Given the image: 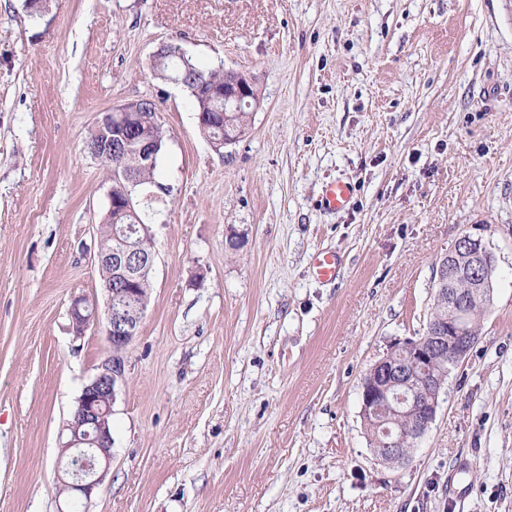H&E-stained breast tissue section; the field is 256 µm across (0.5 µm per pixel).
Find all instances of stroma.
<instances>
[{
    "label": "stroma",
    "mask_w": 512,
    "mask_h": 512,
    "mask_svg": "<svg viewBox=\"0 0 512 512\" xmlns=\"http://www.w3.org/2000/svg\"><path fill=\"white\" fill-rule=\"evenodd\" d=\"M165 44L253 78L239 142L214 149L154 74ZM140 98L166 131L155 260L84 512H512V0H0V512L69 508L66 424L111 354L69 317L106 302L112 181L83 143ZM466 232L496 258L482 335L407 461L380 464L361 380L422 333ZM352 188L349 183L336 181L326 185L323 193V202L328 209H344L351 200ZM315 276L322 280H335L341 272L340 260L336 254L318 252L314 258ZM87 300L83 297H77L73 300L70 308V318L72 323V329L76 337L83 336L86 331L90 328L92 319L95 316V311L92 312L90 318L86 319L83 311L87 309Z\"/></svg>",
    "instance_id": "obj_1"
}]
</instances>
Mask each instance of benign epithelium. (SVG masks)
Wrapping results in <instances>:
<instances>
[{
    "label": "benign epithelium",
    "mask_w": 512,
    "mask_h": 512,
    "mask_svg": "<svg viewBox=\"0 0 512 512\" xmlns=\"http://www.w3.org/2000/svg\"><path fill=\"white\" fill-rule=\"evenodd\" d=\"M194 92L207 104V113L214 111L210 104L224 102V111L235 112L241 106L255 110L260 98L254 82L249 76L233 70H224V86L199 81ZM156 111L154 101L142 98L128 101L116 108L101 113L96 126L103 139L93 156L105 153L116 160L115 177L134 183L131 169L124 165V159L133 154L141 163L151 165L155 161L158 145L152 140L133 144V131L144 121V113ZM139 246L132 247L126 242L105 254L100 247H94L92 261L104 260L112 264L117 287H106L104 332L112 354L102 365L99 373L86 384L72 412L75 423L69 425V439L64 445L67 454L63 477L65 490L70 498L89 501L98 488L102 474L111 459L112 433L110 416L117 386L124 378V352L137 336L140 323L147 308V302L138 304V315L131 318L118 312L122 297L138 298V283L153 267L154 254L146 250L145 244L152 241L149 225L140 224ZM453 268L460 280L472 282V287L450 291L445 289L448 282V268ZM495 259L488 250L483 237L466 232L456 242L453 250L438 263L435 273L437 292L448 293V319L436 321L432 332L422 338H406L392 344L390 349L368 369L361 382V413L382 414L389 409L393 414L401 413L412 418L409 432L418 438L435 421L439 408L438 397L443 391L442 377L416 374L424 369L438 353L446 351L450 362L463 361L478 342L476 336H461L453 330L456 318L476 307L486 308L492 301L493 273ZM87 300L77 297L70 308L72 329L76 336H83L93 319L85 317ZM389 442L386 447L373 449L377 461L386 464H400L406 460L403 431L385 430Z\"/></svg>",
    "instance_id": "obj_1"
}]
</instances>
